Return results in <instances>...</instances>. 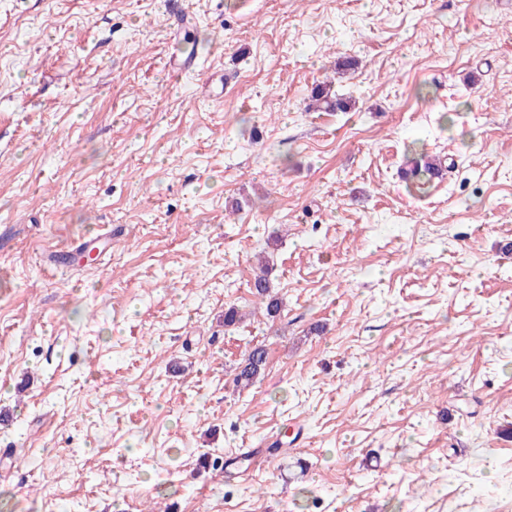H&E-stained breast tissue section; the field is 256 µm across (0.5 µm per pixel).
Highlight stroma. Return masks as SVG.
<instances>
[{
    "instance_id": "obj_1",
    "label": "stroma",
    "mask_w": 512,
    "mask_h": 512,
    "mask_svg": "<svg viewBox=\"0 0 512 512\" xmlns=\"http://www.w3.org/2000/svg\"><path fill=\"white\" fill-rule=\"evenodd\" d=\"M187 2L0 0V512H512V0ZM331 82H323L316 85L311 92V101L316 108L343 111L348 108V100L332 95ZM407 164L408 169L405 172V178L411 183L423 184L424 181L443 174L440 161L437 162V159L426 155L413 157L407 161ZM272 268L269 265V262L264 261L259 267V272H257L252 281V287L254 290V296L265 304V313L267 316L274 318L280 311V305L277 299L270 295V279L269 276L271 274ZM266 351L263 347H253L237 367L235 383L238 387L252 385L264 371Z\"/></svg>"
}]
</instances>
